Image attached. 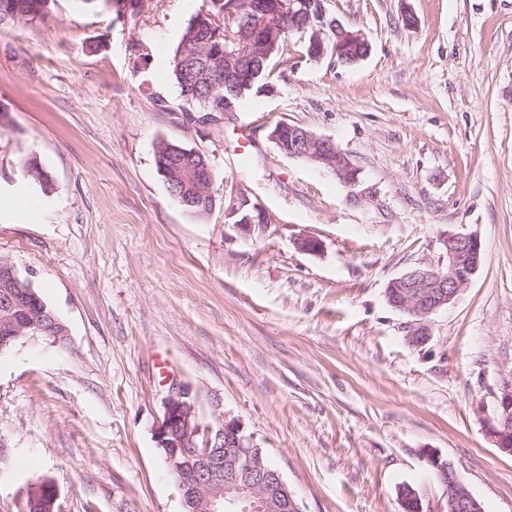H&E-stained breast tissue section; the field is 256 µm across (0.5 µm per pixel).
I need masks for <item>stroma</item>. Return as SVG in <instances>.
Here are the masks:
<instances>
[{"label":"stroma","instance_id":"1","mask_svg":"<svg viewBox=\"0 0 512 512\" xmlns=\"http://www.w3.org/2000/svg\"><path fill=\"white\" fill-rule=\"evenodd\" d=\"M324 5L369 55L311 59L288 39L271 93L205 126L182 124L170 61L208 0H56L0 25V256L69 329L0 353V512L39 477L59 512H183L154 441L173 379L201 426L242 421L302 512H403L405 484L422 512H448L433 456L484 512H512V455L487 433L512 388V0ZM280 122L347 153L355 188L281 154ZM163 140L208 155V214L170 195ZM234 189L265 233L226 222ZM448 232L477 234L482 263L414 348L385 289Z\"/></svg>","mask_w":512,"mask_h":512}]
</instances>
